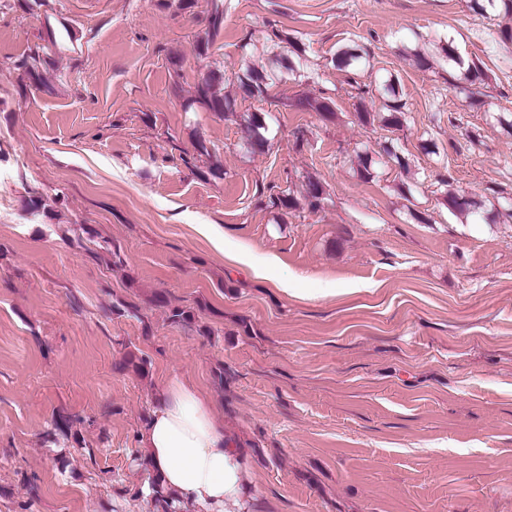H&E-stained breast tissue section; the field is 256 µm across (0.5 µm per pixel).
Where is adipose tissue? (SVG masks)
<instances>
[{
    "label": "adipose tissue",
    "mask_w": 512,
    "mask_h": 512,
    "mask_svg": "<svg viewBox=\"0 0 512 512\" xmlns=\"http://www.w3.org/2000/svg\"><path fill=\"white\" fill-rule=\"evenodd\" d=\"M143 461L175 508L198 512H257L252 460L215 418L213 404L187 376L163 384L138 433Z\"/></svg>",
    "instance_id": "1"
}]
</instances>
